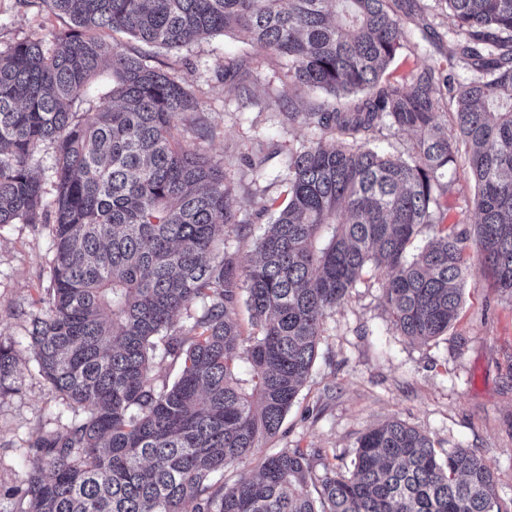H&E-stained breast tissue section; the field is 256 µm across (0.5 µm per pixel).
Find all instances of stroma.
Instances as JSON below:
<instances>
[{
	"label": "stroma",
	"instance_id": "35a3bbf8",
	"mask_svg": "<svg viewBox=\"0 0 512 512\" xmlns=\"http://www.w3.org/2000/svg\"><path fill=\"white\" fill-rule=\"evenodd\" d=\"M403 24L409 41L385 73L392 83L410 79L423 64H446L450 49L440 0H413ZM69 27L47 0H0V51ZM104 38L140 52L196 97L197 111L179 120L175 135L232 172L230 208L244 229L230 232L225 247L247 266L271 212L287 202L290 155L320 136L285 117L277 99L288 88L280 60L231 33L178 51L119 32ZM228 52L246 61L248 105H241L233 83L217 78ZM253 160L260 170L250 168ZM51 258L48 225H0V333L15 338L22 354L17 390L0 400V512L11 507L3 489L20 484L37 463L28 449L32 434L54 426L64 410L26 345L28 323L40 313L49 284ZM392 417L427 434L436 448L475 450L494 471L501 500H512V300L471 277L447 336L417 344L394 329L378 277L364 275L326 320L316 361L267 449L323 448L346 465L360 434Z\"/></svg>",
	"mask_w": 512,
	"mask_h": 512
}]
</instances>
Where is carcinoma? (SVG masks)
Here are the masks:
<instances>
[{
	"mask_svg": "<svg viewBox=\"0 0 512 512\" xmlns=\"http://www.w3.org/2000/svg\"><path fill=\"white\" fill-rule=\"evenodd\" d=\"M48 2L70 31L0 51V224L51 226L28 337L72 417L36 434L39 465L8 491L12 512H512L483 457L440 452L398 418L358 438L348 474L320 448H283L224 482L279 433L325 319L368 266L401 335L428 343L456 322L472 269L468 231L443 224L458 159L444 109L474 182L480 274L512 298V0H440L448 69L425 64L403 83L383 75L408 41L409 0ZM105 29L167 50L236 30L288 62L289 122L343 136L290 156L288 203L253 265L224 251V164L174 135L194 98ZM456 59L474 77L458 79ZM105 67L112 103L74 111ZM309 90L325 100L294 108ZM385 129L416 132L412 152L379 151ZM42 143L54 149L49 203L31 169ZM424 227L433 235L413 253ZM242 298L255 336L235 319ZM159 359L180 364L174 382L158 380ZM19 365L0 333V398Z\"/></svg>",
	"mask_w": 512,
	"mask_h": 512,
	"instance_id": "obj_1",
	"label": "carcinoma"
}]
</instances>
